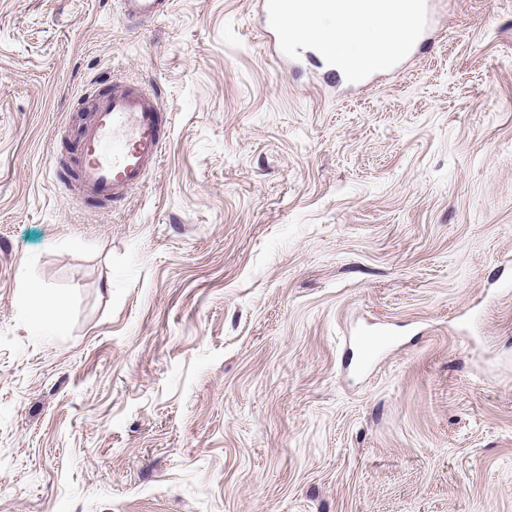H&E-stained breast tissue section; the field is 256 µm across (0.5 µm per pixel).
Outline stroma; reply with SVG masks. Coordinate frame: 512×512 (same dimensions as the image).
<instances>
[{
	"instance_id": "obj_1",
	"label": "stroma",
	"mask_w": 512,
	"mask_h": 512,
	"mask_svg": "<svg viewBox=\"0 0 512 512\" xmlns=\"http://www.w3.org/2000/svg\"><path fill=\"white\" fill-rule=\"evenodd\" d=\"M258 27L0 0V512H512V0L364 88ZM111 73L171 136L99 206L47 158Z\"/></svg>"
}]
</instances>
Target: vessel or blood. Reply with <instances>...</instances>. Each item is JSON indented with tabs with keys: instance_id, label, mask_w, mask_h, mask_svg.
I'll return each instance as SVG.
<instances>
[{
	"instance_id": "obj_1",
	"label": "vessel or blood",
	"mask_w": 512,
	"mask_h": 512,
	"mask_svg": "<svg viewBox=\"0 0 512 512\" xmlns=\"http://www.w3.org/2000/svg\"><path fill=\"white\" fill-rule=\"evenodd\" d=\"M379 14L400 18L399 41L406 58L433 44L438 0H376ZM323 0H259L266 30L279 45V65L287 67L297 43L293 18L322 6ZM124 16L142 22L164 16L170 0H120ZM168 118L154 93L140 83L115 81L112 92L97 97L92 121L77 135L73 192L98 203H117L143 184L160 163L169 140Z\"/></svg>"
}]
</instances>
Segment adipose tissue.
<instances>
[{
  "mask_svg": "<svg viewBox=\"0 0 512 512\" xmlns=\"http://www.w3.org/2000/svg\"><path fill=\"white\" fill-rule=\"evenodd\" d=\"M366 23L372 26L375 34L371 39L363 40L359 38L358 30ZM298 26L307 39L321 46L326 55L341 59L357 57L374 60L396 44L390 23L374 16L366 2L357 11L351 12L345 8L342 0H337L324 12L302 18Z\"/></svg>",
  "mask_w": 512,
  "mask_h": 512,
  "instance_id": "adipose-tissue-1",
  "label": "adipose tissue"
}]
</instances>
